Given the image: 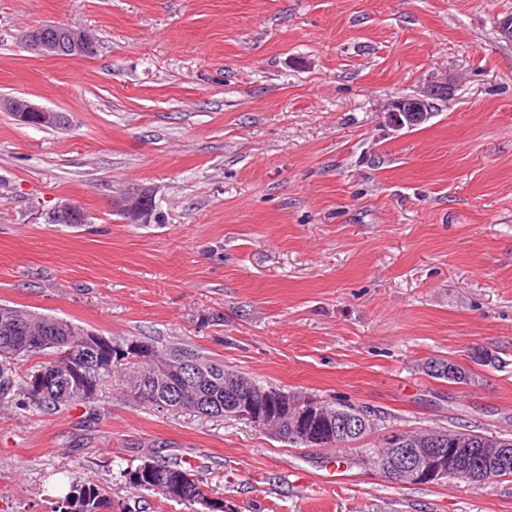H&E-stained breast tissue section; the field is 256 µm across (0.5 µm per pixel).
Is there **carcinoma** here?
<instances>
[{"mask_svg": "<svg viewBox=\"0 0 512 512\" xmlns=\"http://www.w3.org/2000/svg\"><path fill=\"white\" fill-rule=\"evenodd\" d=\"M141 341L139 337L111 340V346L103 349L89 338V329L68 319L40 314L8 305L0 306V409L12 408L24 412L60 411L76 402L91 404L98 391V381L110 373L108 369H98L94 363L102 358L111 364L124 363L132 369L135 397L144 403L163 410L162 403L168 397H175L181 407L210 417L224 415L227 405L234 402L237 389L234 383L225 379L228 368L224 363L205 357L189 348L163 350L154 347L157 360L174 359L201 363L212 368V382L207 386L190 388L179 374L166 379L154 378L153 363L141 359L131 350V344ZM42 360L27 369L22 366L32 358ZM450 362V359L432 356L424 362V368L431 377L450 384H468L472 373L467 368L457 366L453 376L437 375L433 370ZM80 369L85 373L86 382L74 381L72 371ZM54 374L52 383L39 385V373ZM332 414L349 416L351 420L361 415L369 417L374 413L341 401H321ZM462 430L469 432L475 441L469 453L461 460H448V476H454L461 468L480 472L488 462L484 446L483 431L471 426ZM120 476L137 492L160 493L169 489L166 499L180 504L199 505V512H210L214 500L209 496L206 485L192 466L174 461H162L144 457L135 467L120 470ZM107 502L105 490L89 479L72 481L69 491L57 500L52 512H102Z\"/></svg>", "mask_w": 512, "mask_h": 512, "instance_id": "carcinoma-1", "label": "carcinoma"}]
</instances>
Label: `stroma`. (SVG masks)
<instances>
[{
    "label": "stroma",
    "instance_id": "obj_1",
    "mask_svg": "<svg viewBox=\"0 0 512 512\" xmlns=\"http://www.w3.org/2000/svg\"><path fill=\"white\" fill-rule=\"evenodd\" d=\"M512 0H0V304L122 339L186 345L255 380L374 411L394 430L512 438ZM90 30L89 57L21 40ZM447 76L415 129L383 106ZM154 191L162 220L114 205ZM78 226L53 224L58 202ZM496 351L497 366L472 363ZM470 369L453 385L421 364ZM115 367L94 405L0 410V512H51L70 478L103 512H193L130 489L152 456L197 467L224 512H512V477L400 485L355 450L134 400ZM0 110L9 112L16 121L32 126L47 128L64 124L62 113L40 108L22 96L1 97ZM153 196L150 188L138 186L127 191L119 200L118 207L129 224H150L154 220L153 211L149 210L146 202ZM452 360L448 358L438 357V356H432L426 359L424 362V368L428 375H430L432 378L447 381L450 384H468L472 380L473 374L471 371H469L467 368L459 365L457 362L453 361L454 364L457 365V372L453 374V376L448 375H437L435 373H432L430 371H433L434 369H437L439 365H445L448 364ZM459 373L460 375H457Z\"/></svg>",
    "mask_w": 512,
    "mask_h": 512
}]
</instances>
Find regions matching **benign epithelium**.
Listing matches in <instances>:
<instances>
[{"label": "benign epithelium", "mask_w": 512, "mask_h": 512, "mask_svg": "<svg viewBox=\"0 0 512 512\" xmlns=\"http://www.w3.org/2000/svg\"><path fill=\"white\" fill-rule=\"evenodd\" d=\"M23 39L28 49L48 57H83L95 51L96 45L88 31L61 24L32 27L24 33ZM447 94L448 80L436 78L419 92L392 101L386 108V123L399 131L424 122L433 114L435 99ZM0 110L11 114L16 121L32 126L47 128L64 124L62 113L40 108L22 96L1 97ZM151 196L152 190L145 186L123 194L118 207L127 223L149 224L154 220L153 211L146 205ZM297 404V409L290 412L278 396L258 394L252 386L244 385L228 414L243 418L257 427H264L270 419L277 418L288 423L305 446H320L324 435L330 432L331 416L308 399H300ZM389 442L393 452L380 464V468L396 473L399 483H435L446 475L448 461L436 449L425 448L413 455L406 448V440L399 434L390 436Z\"/></svg>", "instance_id": "1"}]
</instances>
